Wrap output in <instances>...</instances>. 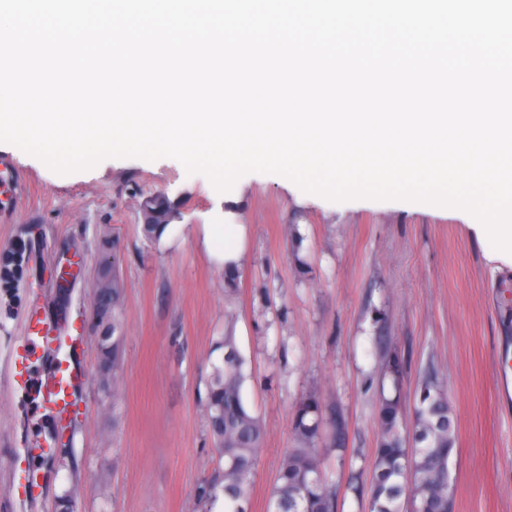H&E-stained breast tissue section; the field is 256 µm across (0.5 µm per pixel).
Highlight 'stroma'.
Returning a JSON list of instances; mask_svg holds the SVG:
<instances>
[{
  "instance_id": "1",
  "label": "stroma",
  "mask_w": 512,
  "mask_h": 512,
  "mask_svg": "<svg viewBox=\"0 0 512 512\" xmlns=\"http://www.w3.org/2000/svg\"><path fill=\"white\" fill-rule=\"evenodd\" d=\"M17 204L0 213V247L40 225L38 274L13 306L0 305V512H54L74 489L75 512H205L196 490L217 460L205 380L220 360L213 342L233 322L249 361L244 392L262 420L251 512H267L290 411L314 394L336 406L348 432L320 460L336 482L337 512H369L384 355L402 367L403 404L435 364L453 405L457 452L449 460L454 512H512V393L499 375L512 361V264L461 219L426 206L346 203L305 192L273 173H247L234 198L204 174L161 157L107 158L60 174L10 153ZM179 204L171 241H147L146 196ZM247 227L237 286L209 259L199 227L225 211ZM117 236L124 261L125 338L120 396L102 400L92 311L97 243ZM73 272L69 363L82 379L64 440L75 470H39L28 494V426L51 419L28 397L24 323L30 308L56 322L55 266Z\"/></svg>"
}]
</instances>
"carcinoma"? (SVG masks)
<instances>
[{"mask_svg":"<svg viewBox=\"0 0 512 512\" xmlns=\"http://www.w3.org/2000/svg\"><path fill=\"white\" fill-rule=\"evenodd\" d=\"M98 252V264L107 272L93 301L99 328L98 390L108 396L115 392L122 370V257L117 242L107 239L99 242ZM29 271V261L16 257L8 246L0 248V297L9 302L17 299ZM214 350L223 351V355L212 365L206 384V406L218 460L199 484L197 498L207 506L222 498L224 512H249L264 431L259 416L243 395L249 378L248 360L237 346L233 327H227L215 341ZM383 377L391 379L394 395H383L379 402L380 433L372 463L370 512H452L448 461L456 451L457 431L453 408L437 369L430 365L421 375L419 394L410 411L402 407L396 358H387ZM324 435L333 446L343 447V416L336 406H325L314 396L302 399L292 412L291 447L282 455L268 512H336V490L316 454ZM42 462L69 469L73 449L57 447Z\"/></svg>","mask_w":512,"mask_h":512,"instance_id":"cac0c4a2","label":"carcinoma"}]
</instances>
